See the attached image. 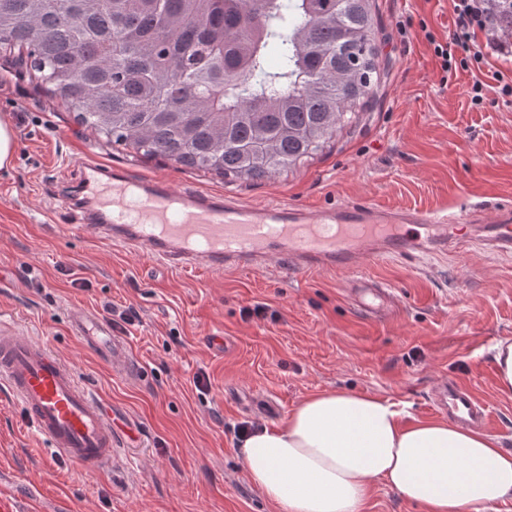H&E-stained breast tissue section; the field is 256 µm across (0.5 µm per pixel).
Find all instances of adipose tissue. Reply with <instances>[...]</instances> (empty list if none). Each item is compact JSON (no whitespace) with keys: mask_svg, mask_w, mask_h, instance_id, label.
<instances>
[{"mask_svg":"<svg viewBox=\"0 0 512 512\" xmlns=\"http://www.w3.org/2000/svg\"><path fill=\"white\" fill-rule=\"evenodd\" d=\"M403 414L373 395H312L285 425L243 440L248 476L280 512H362L377 479L430 512H475L512 496V450L443 421L406 424Z\"/></svg>","mask_w":512,"mask_h":512,"instance_id":"adipose-tissue-1","label":"adipose tissue"}]
</instances>
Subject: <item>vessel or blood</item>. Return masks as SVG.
Segmentation results:
<instances>
[{"mask_svg":"<svg viewBox=\"0 0 512 512\" xmlns=\"http://www.w3.org/2000/svg\"><path fill=\"white\" fill-rule=\"evenodd\" d=\"M82 198L63 200L101 240L185 272L214 275L249 270L272 275L339 272L347 297L376 319L392 311V291L361 275L370 261L392 256L454 251L471 241L449 236L452 224H480L488 251L512 255V203L461 204L450 210L384 207L369 199L308 208L299 204L239 203L222 193L179 189L162 177L137 178L125 169L84 164ZM69 328L80 344L131 374L126 344L93 311L74 308ZM0 387L24 411L56 459L88 475L112 464V450L131 436L130 424L108 409L77 369L43 341L21 335L0 319ZM431 407L469 429L493 424L490 410L469 388L449 382L434 390Z\"/></svg>","mask_w":512,"mask_h":512,"instance_id":"1","label":"vessel or blood"}]
</instances>
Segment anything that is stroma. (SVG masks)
Wrapping results in <instances>:
<instances>
[{
  "mask_svg": "<svg viewBox=\"0 0 512 512\" xmlns=\"http://www.w3.org/2000/svg\"><path fill=\"white\" fill-rule=\"evenodd\" d=\"M388 74L375 100L321 153L270 177L240 181L124 149L79 126L58 99L0 50V119L15 133L0 170V317L47 342L140 439L94 477L51 457L0 389V487L24 504L73 512H279L248 477L242 422L284 425L326 390L375 395L435 419L434 384L470 385L496 416L489 436L512 450V394L496 382L493 346L512 340V257L404 256L365 266L394 288L388 321L357 313L340 275L185 274L72 229L60 203L87 162L178 187L323 207L367 197L382 206L447 209L512 200V107H472L473 77L443 80L450 0H376ZM112 306L135 377L112 372L71 335L68 313Z\"/></svg>",
  "mask_w": 512,
  "mask_h": 512,
  "instance_id": "stroma-1",
  "label": "stroma"
}]
</instances>
